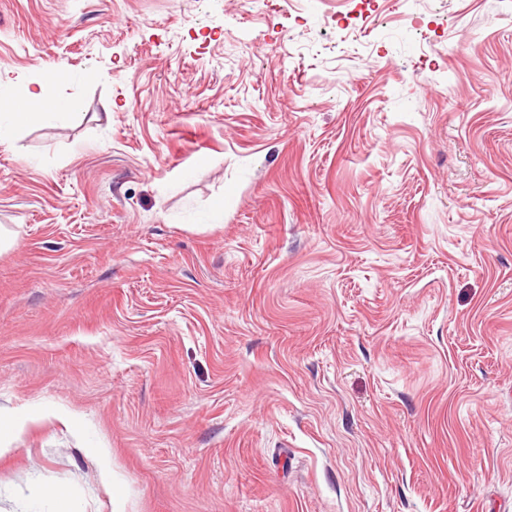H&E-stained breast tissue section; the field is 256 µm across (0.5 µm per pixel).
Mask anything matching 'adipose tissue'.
<instances>
[{
    "instance_id": "obj_1",
    "label": "adipose tissue",
    "mask_w": 512,
    "mask_h": 512,
    "mask_svg": "<svg viewBox=\"0 0 512 512\" xmlns=\"http://www.w3.org/2000/svg\"><path fill=\"white\" fill-rule=\"evenodd\" d=\"M61 82V77L49 74L42 81L26 85L21 94L11 98L0 113V144L8 142L15 131L32 119L51 117L60 102L50 90Z\"/></svg>"
}]
</instances>
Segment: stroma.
Wrapping results in <instances>:
<instances>
[{
    "mask_svg": "<svg viewBox=\"0 0 512 512\" xmlns=\"http://www.w3.org/2000/svg\"><path fill=\"white\" fill-rule=\"evenodd\" d=\"M415 10L0 0V92L69 73L0 145V512H512V0Z\"/></svg>",
    "mask_w": 512,
    "mask_h": 512,
    "instance_id": "1",
    "label": "stroma"
}]
</instances>
